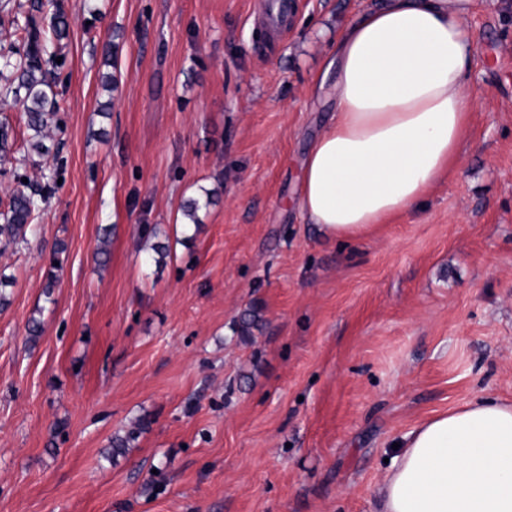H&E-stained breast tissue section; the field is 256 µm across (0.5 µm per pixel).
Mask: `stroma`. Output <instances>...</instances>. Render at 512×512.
Instances as JSON below:
<instances>
[{
	"label": "stroma",
	"mask_w": 512,
	"mask_h": 512,
	"mask_svg": "<svg viewBox=\"0 0 512 512\" xmlns=\"http://www.w3.org/2000/svg\"><path fill=\"white\" fill-rule=\"evenodd\" d=\"M376 2L296 0L274 27L269 0H58L50 155L0 101V212L11 170L62 180L26 241L0 243V512H375L404 434L512 401V0H472L475 106L419 208L339 242L293 204L333 109L335 75L315 78Z\"/></svg>",
	"instance_id": "stroma-1"
}]
</instances>
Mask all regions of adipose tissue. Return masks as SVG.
Returning a JSON list of instances; mask_svg holds the SVG:
<instances>
[{"label": "adipose tissue", "instance_id": "1", "mask_svg": "<svg viewBox=\"0 0 512 512\" xmlns=\"http://www.w3.org/2000/svg\"><path fill=\"white\" fill-rule=\"evenodd\" d=\"M470 9L471 0H381L337 37L335 107L297 199L322 235L370 236L458 162L474 99ZM377 512H512V402L478 398L406 434Z\"/></svg>", "mask_w": 512, "mask_h": 512}]
</instances>
